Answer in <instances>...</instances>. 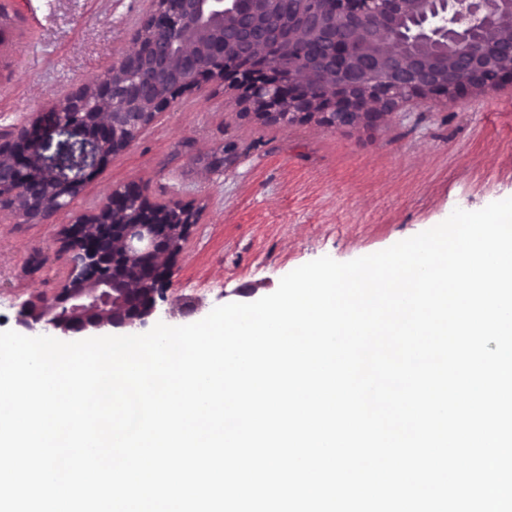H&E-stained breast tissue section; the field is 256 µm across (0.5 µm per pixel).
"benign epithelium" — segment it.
Masks as SVG:
<instances>
[{"label": "benign epithelium", "instance_id": "obj_1", "mask_svg": "<svg viewBox=\"0 0 512 512\" xmlns=\"http://www.w3.org/2000/svg\"><path fill=\"white\" fill-rule=\"evenodd\" d=\"M151 0L132 47L102 79L68 92L34 117V132H0V209L27 219L52 194L81 190L86 168L131 143L179 97L204 81L231 77L253 113L275 124L304 121L336 129L383 125L409 103L455 101L512 83V39L485 40L512 22V0ZM79 145L64 164L53 137ZM74 175H68V172ZM81 216L60 251L62 288L24 301L17 322L48 336L112 330L136 333L162 309L173 262L202 207L151 203L116 191Z\"/></svg>", "mask_w": 512, "mask_h": 512}]
</instances>
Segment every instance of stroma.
<instances>
[{"label": "stroma", "mask_w": 512, "mask_h": 512, "mask_svg": "<svg viewBox=\"0 0 512 512\" xmlns=\"http://www.w3.org/2000/svg\"><path fill=\"white\" fill-rule=\"evenodd\" d=\"M149 0H0V131L29 126L66 92L103 76L131 46ZM233 145L225 158V145ZM203 207L177 257L168 300L219 305L273 293L323 256L348 262L430 229L454 209L512 197V84L497 92L407 106L380 128L288 127L249 114L227 81L178 98L80 195L41 222L0 213V331L21 303L53 294L56 259L77 216L113 191Z\"/></svg>", "instance_id": "obj_1"}]
</instances>
